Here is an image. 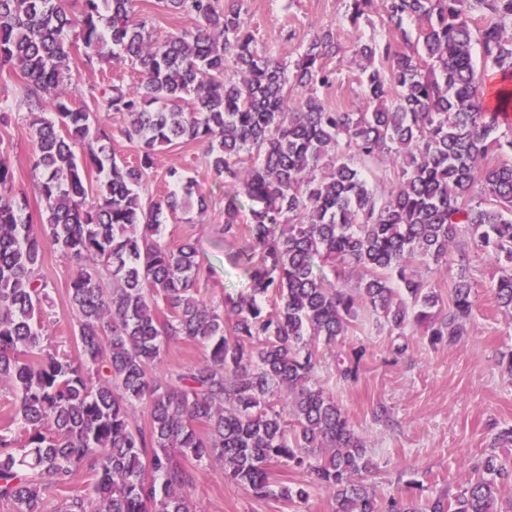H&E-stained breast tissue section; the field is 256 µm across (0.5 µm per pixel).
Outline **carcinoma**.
<instances>
[{
    "label": "carcinoma",
    "mask_w": 512,
    "mask_h": 512,
    "mask_svg": "<svg viewBox=\"0 0 512 512\" xmlns=\"http://www.w3.org/2000/svg\"><path fill=\"white\" fill-rule=\"evenodd\" d=\"M158 2L195 30L156 41L137 0H79L76 11L71 0H0V70L27 80L44 203L33 215L0 159V383L15 403L14 426L0 427V503L195 512L194 464L219 465L252 497L290 507L324 489L332 512H512L501 496L512 457L494 452L451 495L424 498L409 482L378 497L365 482V441L318 380L320 345L346 335L362 304L400 336L414 326L432 345L465 335L471 282L451 284L440 315V284L417 273L465 263L452 256L462 235L498 264L495 301L512 315V128L502 129L512 0H348L352 27L376 12L388 27L380 41H355L366 112L324 105L320 90L338 80L325 65L340 51L331 32L290 68L258 53L243 0ZM79 49L131 67L138 82L92 85L91 105H76L62 86ZM489 74L499 79L493 106ZM98 112L127 117L135 164L117 161ZM193 142L208 143L207 166L224 184V236L252 240L231 257L248 293L219 303L198 297L194 244L162 239L170 217L205 213L207 197L176 168L167 193L143 189L156 147ZM492 152L504 159L483 164ZM382 156L397 181L388 194L364 172ZM48 250L79 269L68 292L75 358L43 348L49 292L37 269ZM180 339L206 360L152 374ZM139 403L143 426L132 421ZM281 466L308 480L277 481ZM82 469L94 477L88 493L74 488Z\"/></svg>",
    "instance_id": "1"
}]
</instances>
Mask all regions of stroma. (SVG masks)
Listing matches in <instances>:
<instances>
[{
  "label": "stroma",
  "instance_id": "35a3bbf8",
  "mask_svg": "<svg viewBox=\"0 0 512 512\" xmlns=\"http://www.w3.org/2000/svg\"><path fill=\"white\" fill-rule=\"evenodd\" d=\"M247 19L258 51L294 63L304 45L317 34L332 32L340 53L327 65L339 81L322 97L329 108L366 111L369 103L356 81L359 60L352 46L356 38H382L387 30L379 14L352 28L345 21L347 0H244ZM65 86L76 103H83L89 85L123 77L133 84L138 74L126 66L74 58ZM0 106L10 113L0 123V158L10 165L15 184L26 192L32 212L43 208L32 170L34 148L25 105V82L19 73L0 72ZM206 143L160 148L149 171L150 194L163 191L169 169L182 171L210 196L203 216L193 214L168 221L164 239L171 244L193 241L205 272L201 295L219 300L243 292L247 280L228 254L246 246L245 238L225 239L224 185L206 165ZM455 253L469 257L466 267L452 266L444 281L467 275L476 296L474 317L460 340L431 346L419 332L408 334L409 347L396 353L400 339L370 312H360L358 323L342 343L325 350L321 382L345 410L363 437L374 467L367 478L377 494L386 495L417 480L425 494L453 491L472 476L473 466L492 448L497 428L512 425V378L498 365L501 353L512 351V317L498 309L492 286L497 266L476 250L468 236L454 245ZM76 265L58 251L46 252L39 273L50 285L44 305L46 339L50 351L76 355V318L70 308L68 287ZM364 346L357 381L340 376L339 366L351 348ZM193 500L197 512H292L275 500H256L222 469L196 472Z\"/></svg>",
  "mask_w": 512,
  "mask_h": 512
}]
</instances>
